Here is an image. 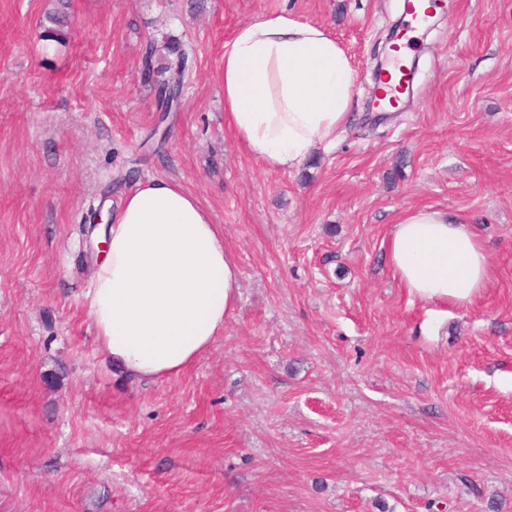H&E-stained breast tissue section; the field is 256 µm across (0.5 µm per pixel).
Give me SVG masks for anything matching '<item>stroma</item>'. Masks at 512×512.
Instances as JSON below:
<instances>
[{"label":"stroma","instance_id":"obj_1","mask_svg":"<svg viewBox=\"0 0 512 512\" xmlns=\"http://www.w3.org/2000/svg\"><path fill=\"white\" fill-rule=\"evenodd\" d=\"M404 0H0V512H512V0H453L411 47L410 108L365 122ZM274 8L325 25L355 119L317 166L271 171L224 120V45ZM195 48L163 143L137 63ZM180 184L224 228L241 299L183 373L126 380L84 302L132 189ZM471 224L491 278L410 296L385 241L405 211ZM42 26V40L61 44L67 37L70 19L65 11H54L46 16Z\"/></svg>","mask_w":512,"mask_h":512}]
</instances>
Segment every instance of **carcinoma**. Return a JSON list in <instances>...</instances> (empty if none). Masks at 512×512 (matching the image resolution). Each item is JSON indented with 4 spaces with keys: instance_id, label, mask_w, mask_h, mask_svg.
<instances>
[{
    "instance_id": "obj_1",
    "label": "carcinoma",
    "mask_w": 512,
    "mask_h": 512,
    "mask_svg": "<svg viewBox=\"0 0 512 512\" xmlns=\"http://www.w3.org/2000/svg\"><path fill=\"white\" fill-rule=\"evenodd\" d=\"M70 19L65 11H54L48 14L43 24L42 40L63 43L67 37ZM172 60L162 64L157 58L154 43L146 44L141 57L138 71L143 79L151 82L154 88L156 111L160 112L158 123L165 122L167 113L179 103L183 89V72L185 70L188 50L184 43L172 40L166 46Z\"/></svg>"
}]
</instances>
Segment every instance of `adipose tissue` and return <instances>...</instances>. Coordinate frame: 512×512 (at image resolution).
<instances>
[{
    "instance_id": "1",
    "label": "adipose tissue",
    "mask_w": 512,
    "mask_h": 512,
    "mask_svg": "<svg viewBox=\"0 0 512 512\" xmlns=\"http://www.w3.org/2000/svg\"><path fill=\"white\" fill-rule=\"evenodd\" d=\"M356 71L322 24L285 9L241 23L224 46V117L237 142L273 171H291L335 142L353 109ZM85 300L98 349L134 381L180 374L224 332L239 297V269L224 230L174 181L130 191L103 228ZM386 255L410 296L471 303L491 278L469 224L446 211H406Z\"/></svg>"
}]
</instances>
